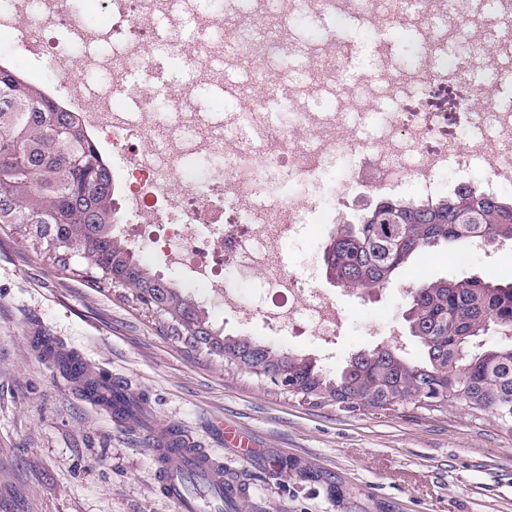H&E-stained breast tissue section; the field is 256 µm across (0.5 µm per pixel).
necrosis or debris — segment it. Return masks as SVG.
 Masks as SVG:
<instances>
[{
	"label": "necrosis or debris",
	"mask_w": 512,
	"mask_h": 512,
	"mask_svg": "<svg viewBox=\"0 0 512 512\" xmlns=\"http://www.w3.org/2000/svg\"><path fill=\"white\" fill-rule=\"evenodd\" d=\"M179 27L171 0H98L93 20L73 10L71 0H0V26L17 34L28 56L47 58L66 101L85 110L92 133L110 142L125 157L122 209L143 223L162 227V235H143L145 247L160 246L170 266L183 269L194 288L210 289L226 311L244 324L259 319L270 330L307 327L312 335H334L342 316L333 303L310 306L297 275L283 260L286 241L297 236L305 202L280 191L282 184L318 179L328 156L371 161L372 187L390 191L406 179L434 189L448 161V122L444 112H394L388 132L371 147L340 137L341 112H293L287 123L272 122L263 97L244 100L240 111L224 120L216 133L193 113H182L174 98H158L150 88L133 83L149 69L155 49L156 21ZM124 38L114 55L90 52L93 44ZM192 69L207 73L211 83L224 81L214 61L223 59V41L172 43ZM99 73L119 80L140 101L137 117L114 110L110 86L91 92L86 78ZM460 129L494 124L497 146L481 156L494 182L512 184V114L486 110L461 112ZM265 138H258L259 129ZM413 141L419 153L405 163L400 143ZM228 263L242 281L260 277L268 287L288 295L273 308L246 309L235 289L225 287L216 262Z\"/></svg>",
	"instance_id": "1"
}]
</instances>
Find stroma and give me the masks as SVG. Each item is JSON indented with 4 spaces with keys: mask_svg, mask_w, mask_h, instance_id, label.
<instances>
[{
    "mask_svg": "<svg viewBox=\"0 0 512 512\" xmlns=\"http://www.w3.org/2000/svg\"><path fill=\"white\" fill-rule=\"evenodd\" d=\"M444 26L427 34L413 24L380 30L350 16L330 27L308 14L290 28L291 49L271 54V35L238 40L235 93L200 86L193 111L214 117L238 111L255 92L257 74L278 88L279 100L297 97L314 112H344L363 141L380 138L384 116L397 105L382 91L396 84L402 99L417 96L406 76L446 52ZM360 160L331 159L323 179L290 184L305 195L301 236L286 244L285 260L308 287L333 302L343 323L331 340L306 329L272 335L261 321L242 326L238 315L190 288L182 271L153 251L147 267L189 291L213 325L285 351L316 359L329 373L352 355L394 344L417 361L422 351L404 320L411 286L467 276L512 283V243L460 262L457 244L440 243L414 255L383 290L335 287L323 268V250L341 218L359 215L373 199L357 171ZM483 189L489 176L480 158L449 154L440 176L444 191L460 178ZM81 260L56 269L36 242L14 225L0 224V512H180L159 490V475L144 442L146 432L172 429L224 459V472L242 493L233 512H512V434L491 417L475 419L459 404L447 413L412 405L345 412L314 406L224 365L223 357L186 347L159 317L122 288H94ZM36 335L53 336L61 350L92 369L124 378L140 420L121 421L76 391L41 358ZM223 419L252 437L248 450L231 448L213 429Z\"/></svg>",
    "mask_w": 512,
    "mask_h": 512,
    "instance_id": "35a3bbf8",
    "label": "stroma"
}]
</instances>
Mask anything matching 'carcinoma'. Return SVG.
<instances>
[{
    "mask_svg": "<svg viewBox=\"0 0 512 512\" xmlns=\"http://www.w3.org/2000/svg\"><path fill=\"white\" fill-rule=\"evenodd\" d=\"M112 170L83 113L53 100L0 63V224H20L45 247L52 265L74 259L94 288H127L191 348L214 349L224 365L280 391L341 411L390 410L411 403L445 413L463 403L512 432V342L474 351L493 330L512 332V284L491 278L440 279L407 291L406 321L424 353L418 363L400 349L377 346L350 358L331 377L315 360L226 335L198 302L151 273L114 229ZM484 239L512 242V201L470 186L436 201L380 198L325 247L327 278L353 290L387 287L411 257L441 242L462 248ZM42 356L85 398L112 409V378L85 373L84 362L41 337ZM293 389H284L280 378Z\"/></svg>",
    "mask_w": 512,
    "mask_h": 512,
    "instance_id": "obj_1",
    "label": "carcinoma"
}]
</instances>
